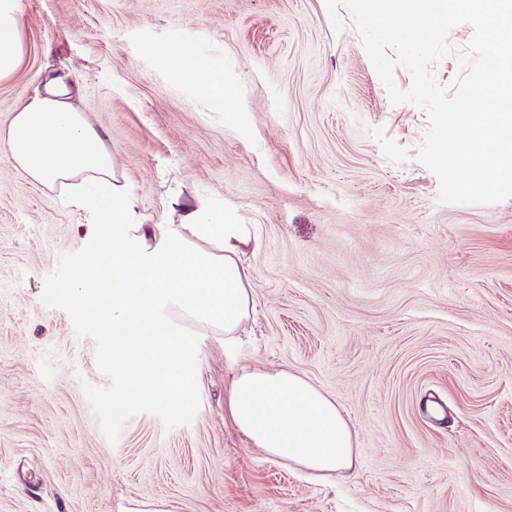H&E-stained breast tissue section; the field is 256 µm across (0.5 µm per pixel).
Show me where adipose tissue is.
I'll return each mask as SVG.
<instances>
[{"label":"adipose tissue","mask_w":512,"mask_h":512,"mask_svg":"<svg viewBox=\"0 0 512 512\" xmlns=\"http://www.w3.org/2000/svg\"><path fill=\"white\" fill-rule=\"evenodd\" d=\"M23 54L16 0H0V81L14 75ZM41 85L0 129V144L18 170L46 188L75 181L111 185V212L84 234L111 253L112 274L78 276L63 298L103 324L142 394L167 396L180 385L184 349L178 327L158 319L155 309L172 306L233 336L251 312L247 257L260 246L257 229L209 215L199 199L180 202V223H132L134 199L112 182V154L80 106V85L56 69L45 71ZM226 406L256 447L304 467L314 479L331 483L354 466L351 433L335 403L294 373L242 369Z\"/></svg>","instance_id":"1"}]
</instances>
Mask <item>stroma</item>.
Masks as SVG:
<instances>
[{
  "instance_id": "35a3bbf8",
  "label": "stroma",
  "mask_w": 512,
  "mask_h": 512,
  "mask_svg": "<svg viewBox=\"0 0 512 512\" xmlns=\"http://www.w3.org/2000/svg\"><path fill=\"white\" fill-rule=\"evenodd\" d=\"M25 38L0 129L64 68L136 199L256 225L234 342L185 323L182 392L138 395L60 293L111 262L83 234L112 197L28 180L0 145V512H512V197L446 203L420 160L429 111L392 102L327 0H17ZM452 26L427 70L454 99L478 54ZM151 42L197 66L180 79ZM332 399L353 472L327 484L255 448L237 369Z\"/></svg>"
}]
</instances>
